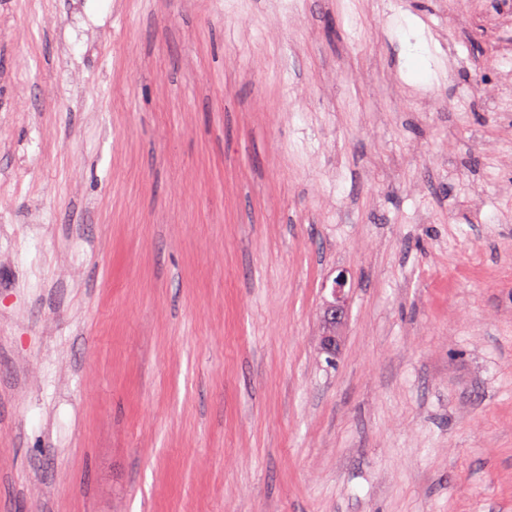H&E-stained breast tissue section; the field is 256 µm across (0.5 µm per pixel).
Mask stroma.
<instances>
[{"mask_svg":"<svg viewBox=\"0 0 512 512\" xmlns=\"http://www.w3.org/2000/svg\"><path fill=\"white\" fill-rule=\"evenodd\" d=\"M0 512H512V0H0ZM347 277L344 273L339 274L333 281L331 288L332 300L327 301L323 311V317L330 330L321 337V347L328 353L333 354L337 346L336 324L344 319L347 306V293L345 287Z\"/></svg>","mask_w":512,"mask_h":512,"instance_id":"stroma-1","label":"stroma"}]
</instances>
